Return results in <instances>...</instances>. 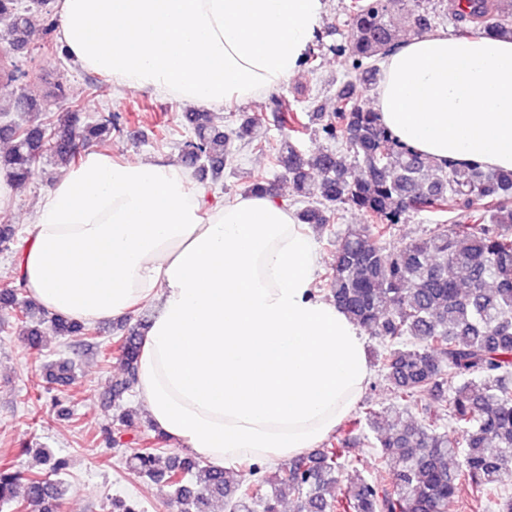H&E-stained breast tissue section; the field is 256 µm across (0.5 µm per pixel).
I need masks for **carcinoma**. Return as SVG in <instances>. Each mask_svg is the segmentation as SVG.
<instances>
[{
	"label": "carcinoma",
	"mask_w": 512,
	"mask_h": 512,
	"mask_svg": "<svg viewBox=\"0 0 512 512\" xmlns=\"http://www.w3.org/2000/svg\"><path fill=\"white\" fill-rule=\"evenodd\" d=\"M49 3L0 0V80L20 85L17 112L39 113L43 107L28 89V73L6 55L28 47V13L37 8L49 16ZM451 5L462 23L459 33L468 34L473 26L512 37V0H451ZM405 8L412 28H433L436 8L424 6V0H406ZM346 17L349 38L335 51L352 58L357 75L336 88L330 111L317 105L312 112L284 95L271 97L265 108L286 135L268 148L254 144V117L226 129L213 112H190L191 133L181 142L180 158L195 176L216 182L233 162L235 145L266 148L302 204L299 223L328 224L347 205L363 211L366 223L346 225L336 240L335 262L325 281L329 299L384 343L378 364L393 403L380 410L364 408L353 425L373 432L376 461L394 456L399 465L383 482L364 476V459L350 456L352 438L340 432L271 476L257 479L262 467L245 463L251 480L202 466L189 455L170 457L160 470V449L141 448L129 468L147 483L166 484L181 512H209L216 497L227 512L257 507L280 512L286 498L297 502V512H448L457 501L466 512H488V504L512 487V170L433 166L397 145L378 114L359 105L360 94L380 81L379 61L399 43L386 0H350ZM316 121L325 137L345 142L349 157L301 149L300 135ZM121 131L110 112L84 123L73 117L61 129L49 114L37 124L0 119V139L11 142L0 155V172L21 185L43 155L69 168L78 163L81 148ZM424 211L443 216L464 211L468 220L441 224L426 238L387 248V237L403 217ZM21 291H1L0 304L15 308L30 347L41 349L46 323L58 336L91 333L85 324L19 298ZM146 327L145 322L116 326L125 369L112 381L113 398L135 385ZM44 369L47 377L62 382L75 366L63 359ZM425 394L448 402V423L439 422L419 401ZM43 462L48 471L32 474L23 484L12 461H0V508L15 504L19 512H57L62 486L51 476L62 474L68 462L48 454ZM344 477L347 491L337 497L336 484ZM499 512H512V496Z\"/></svg>",
	"instance_id": "1"
}]
</instances>
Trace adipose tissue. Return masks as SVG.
<instances>
[{
  "mask_svg": "<svg viewBox=\"0 0 512 512\" xmlns=\"http://www.w3.org/2000/svg\"><path fill=\"white\" fill-rule=\"evenodd\" d=\"M324 0H57L74 63L116 87L216 109L283 86ZM374 109L432 164L512 169V39L444 31L382 62ZM183 167L86 152L42 198L17 262L30 297L90 324L144 301L137 395L152 424L213 466L318 447L372 368L359 329L316 293L322 258L283 201L206 205Z\"/></svg>",
  "mask_w": 512,
  "mask_h": 512,
  "instance_id": "1",
  "label": "adipose tissue"
}]
</instances>
